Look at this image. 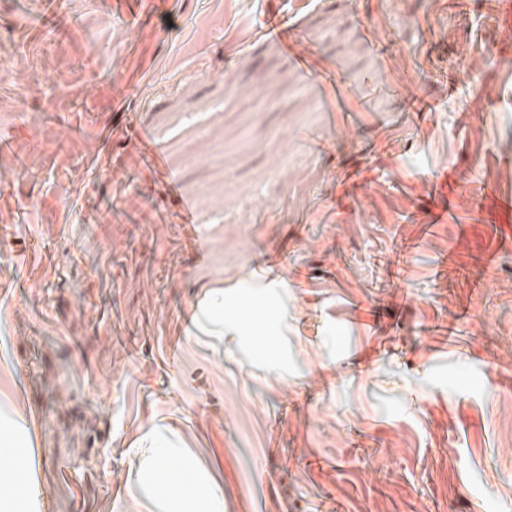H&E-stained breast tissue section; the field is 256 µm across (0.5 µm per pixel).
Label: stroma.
Listing matches in <instances>:
<instances>
[{
    "instance_id": "1",
    "label": "stroma",
    "mask_w": 512,
    "mask_h": 512,
    "mask_svg": "<svg viewBox=\"0 0 512 512\" xmlns=\"http://www.w3.org/2000/svg\"><path fill=\"white\" fill-rule=\"evenodd\" d=\"M20 2L0 512H512L506 0Z\"/></svg>"
}]
</instances>
